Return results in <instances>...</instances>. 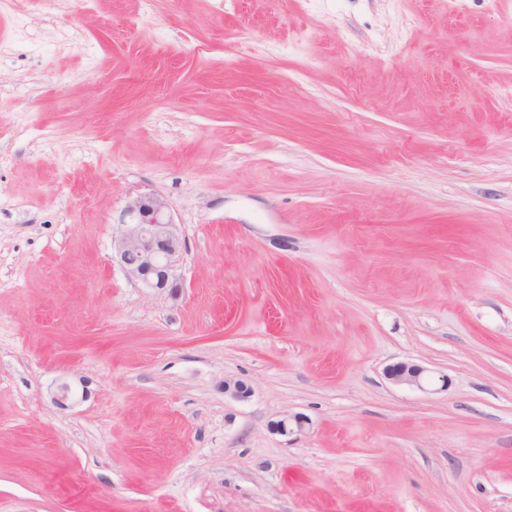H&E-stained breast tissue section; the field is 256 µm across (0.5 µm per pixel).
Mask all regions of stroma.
I'll use <instances>...</instances> for the list:
<instances>
[{"mask_svg":"<svg viewBox=\"0 0 512 512\" xmlns=\"http://www.w3.org/2000/svg\"><path fill=\"white\" fill-rule=\"evenodd\" d=\"M0 512H512V0L0 15ZM125 230L115 245L130 279L147 293L175 288V266L184 250L168 202L158 194L131 199L124 209ZM426 369L414 363L401 362L389 365L386 369V375L395 384L415 386L423 388Z\"/></svg>","mask_w":512,"mask_h":512,"instance_id":"stroma-1","label":"stroma"}]
</instances>
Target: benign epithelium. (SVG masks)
<instances>
[{
	"label": "benign epithelium",
	"mask_w": 512,
	"mask_h": 512,
	"mask_svg": "<svg viewBox=\"0 0 512 512\" xmlns=\"http://www.w3.org/2000/svg\"><path fill=\"white\" fill-rule=\"evenodd\" d=\"M125 230L117 241L120 262L130 279L148 293L174 287L175 266L184 250L168 202L158 194L131 199L124 209ZM426 369L401 362L387 367L386 375L395 384L423 388ZM305 418L292 416L273 425L282 435L302 429Z\"/></svg>",
	"instance_id": "1"
}]
</instances>
